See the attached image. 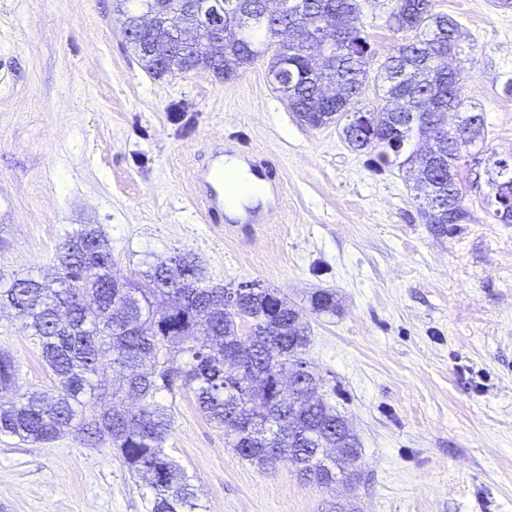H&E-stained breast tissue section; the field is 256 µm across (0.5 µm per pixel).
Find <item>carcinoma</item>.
Instances as JSON below:
<instances>
[{"mask_svg":"<svg viewBox=\"0 0 512 512\" xmlns=\"http://www.w3.org/2000/svg\"><path fill=\"white\" fill-rule=\"evenodd\" d=\"M283 3L240 39L224 42V79L268 54L272 65L287 55L293 65L278 93L300 121L312 128L341 123L352 148L372 151L385 164L414 166L417 198L432 209L427 223L469 221L460 167L469 148L485 140L486 120L461 95L462 71L440 62L458 50V23L435 11L434 0H394L393 30L414 36L383 62L375 76L381 105L367 108L361 94L369 54L358 0ZM112 6L132 20L157 0H112ZM163 19L175 29L164 48L167 73L219 66L207 39L194 34L182 0H170ZM450 112L459 117L453 132L441 127ZM350 113L375 135L353 129ZM483 161L491 215L512 224V190L505 189L512 185V159L491 152ZM57 259L50 279L0 282V307L13 308L38 337L54 382L49 391L0 401V434L43 444L71 433L101 443L150 489L147 512H199L194 485L165 452L172 407L157 400L180 379L204 415L224 428L230 447L258 470L287 460L301 482L323 489L354 479L347 462L360 458L358 438L326 394L308 396L326 380L304 358L310 336L294 326L307 310L336 313L335 292L315 290L305 310L275 289L254 285L227 308L226 287L206 284L196 257L181 251L118 288L108 240L92 224L67 236ZM178 356L183 365L175 367ZM300 368L294 389H276V375ZM17 372L15 360L1 352L0 390L14 385ZM108 374L114 402L99 410ZM125 399L136 409L125 407Z\"/></svg>","mask_w":512,"mask_h":512,"instance_id":"1","label":"carcinoma"}]
</instances>
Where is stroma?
<instances>
[{"mask_svg": "<svg viewBox=\"0 0 512 512\" xmlns=\"http://www.w3.org/2000/svg\"><path fill=\"white\" fill-rule=\"evenodd\" d=\"M435 3L461 27L487 148L512 149V9ZM360 4L375 69L406 35L390 27L392 0ZM268 66L158 79L112 0H0V276L51 272L67 235L95 224L120 278L188 251L212 285L255 282L301 306L335 291V314L306 318L305 358L361 442L358 479L323 491L285 463L259 471L191 391L161 394L165 451L203 512H512V224L489 215L482 169H461L467 223H426L410 172L352 149L339 127L301 123ZM219 149L275 170L281 194L261 216L206 221L196 174ZM1 350L19 390L51 388L38 338L8 308ZM148 495L106 447L0 434V512H145Z\"/></svg>", "mask_w": 512, "mask_h": 512, "instance_id": "obj_1", "label": "stroma"}]
</instances>
